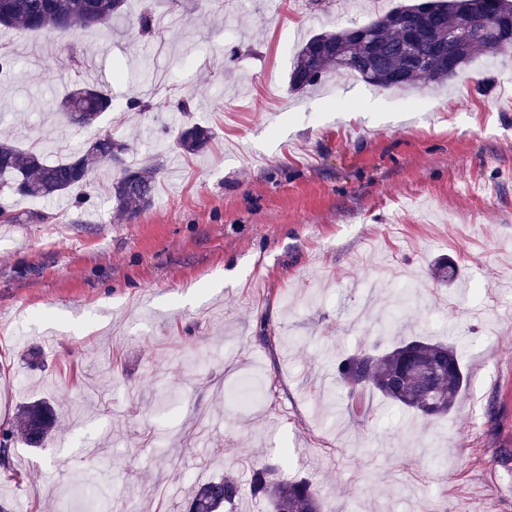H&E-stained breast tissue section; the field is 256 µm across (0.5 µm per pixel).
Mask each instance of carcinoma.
<instances>
[{
    "instance_id": "1",
    "label": "carcinoma",
    "mask_w": 512,
    "mask_h": 512,
    "mask_svg": "<svg viewBox=\"0 0 512 512\" xmlns=\"http://www.w3.org/2000/svg\"><path fill=\"white\" fill-rule=\"evenodd\" d=\"M125 0H0V27L34 33L74 32L106 24L123 13ZM432 17L413 47L406 31ZM512 21V0H414L379 14L360 26L356 34L345 28L320 33L298 50L289 74L295 91L320 84L327 73H354L385 89H413L451 81L478 52L495 58L509 50L484 32L490 19ZM112 90L81 87L60 103L62 115L89 130V138L68 159L49 163L38 151L0 141V193L31 200H51L70 195L87 185L92 169L106 164L119 170L109 188L118 214L135 215L153 200L154 176L148 168H132L126 157L130 146L108 132L96 129L105 112L112 111ZM212 139L208 128L194 124L179 133L178 148L189 154L204 151ZM466 375L457 346L410 336L373 354L345 355L336 363V383L349 389L347 414H367L364 389L379 393L393 406L424 419L448 414ZM56 425V414L46 402L22 406L15 429L0 431V466L10 469L15 437L31 446L41 445ZM265 500L270 512H321L319 497L306 479L293 478L266 466H252L245 482L227 478L196 487L185 512H235L245 495Z\"/></svg>"
}]
</instances>
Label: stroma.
Segmentation results:
<instances>
[{
    "label": "stroma",
    "mask_w": 512,
    "mask_h": 512,
    "mask_svg": "<svg viewBox=\"0 0 512 512\" xmlns=\"http://www.w3.org/2000/svg\"><path fill=\"white\" fill-rule=\"evenodd\" d=\"M403 2L129 0L111 27L0 32L19 59L0 138L63 160L85 133L61 99L108 85L101 128L155 178L132 220L100 165L83 205L16 197L0 223V427L32 399L57 414L0 469L15 512H82L78 485L102 512H180L257 463L311 479L323 512H512V51L440 89L288 84L303 41ZM146 8L177 26L140 36ZM162 79L193 97L166 136L167 111L120 104ZM195 123L207 150H175ZM389 315L460 348L467 384L432 423L377 394L365 420L322 402L347 398L339 357L391 344Z\"/></svg>",
    "instance_id": "stroma-1"
}]
</instances>
